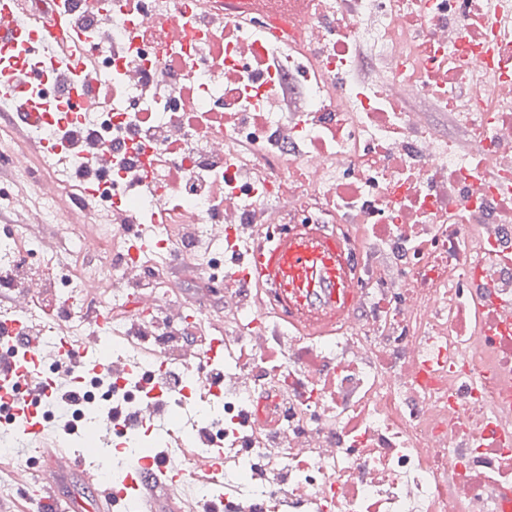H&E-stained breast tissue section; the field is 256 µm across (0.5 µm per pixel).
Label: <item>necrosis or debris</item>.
Segmentation results:
<instances>
[{
    "instance_id": "1",
    "label": "necrosis or debris",
    "mask_w": 512,
    "mask_h": 512,
    "mask_svg": "<svg viewBox=\"0 0 512 512\" xmlns=\"http://www.w3.org/2000/svg\"><path fill=\"white\" fill-rule=\"evenodd\" d=\"M236 2L33 0L95 60L97 102L52 119L29 105L55 103L68 66L26 35L10 48L25 132L0 171L38 202L2 182L0 200L70 237L0 228V294L49 289L15 313L42 347L63 320L125 368L85 383L61 447L113 436L122 470L175 437L184 465L223 446L195 489L219 512H512V27L491 23L512 0H267L244 21ZM103 151L120 206L94 237ZM306 227L341 243L355 292L346 313L311 312L332 336L287 332L284 290L236 280ZM183 237L205 244L223 310L173 294Z\"/></svg>"
}]
</instances>
